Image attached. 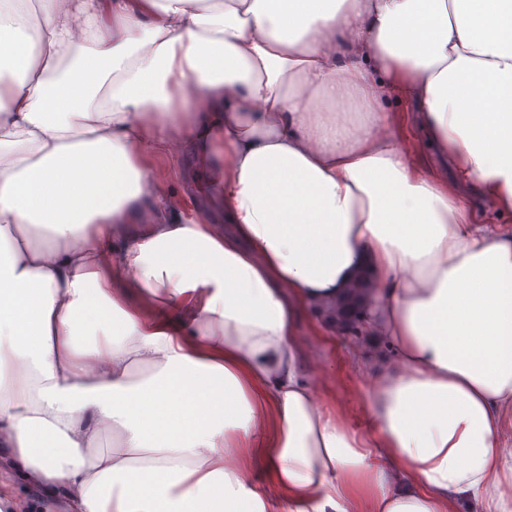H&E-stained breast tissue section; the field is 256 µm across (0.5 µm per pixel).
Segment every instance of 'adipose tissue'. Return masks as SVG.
<instances>
[{"label": "adipose tissue", "mask_w": 512, "mask_h": 512, "mask_svg": "<svg viewBox=\"0 0 512 512\" xmlns=\"http://www.w3.org/2000/svg\"><path fill=\"white\" fill-rule=\"evenodd\" d=\"M41 10L0 9V466L65 512H512V228L473 203L512 219V0ZM187 145L223 223L149 175ZM362 279L360 432L300 334Z\"/></svg>", "instance_id": "obj_1"}]
</instances>
